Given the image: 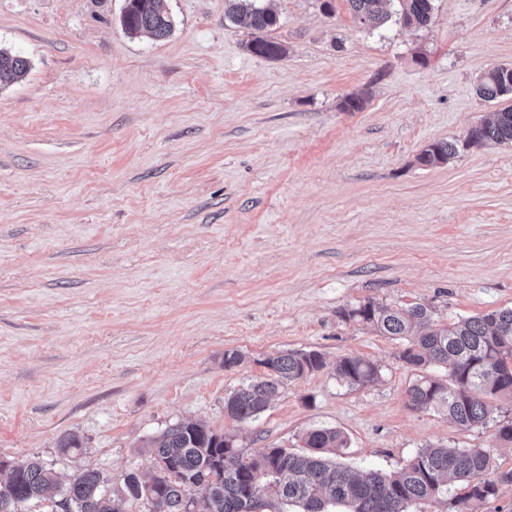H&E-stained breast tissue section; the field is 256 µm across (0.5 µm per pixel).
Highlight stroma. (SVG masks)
<instances>
[{"label": "stroma", "instance_id": "1", "mask_svg": "<svg viewBox=\"0 0 512 512\" xmlns=\"http://www.w3.org/2000/svg\"><path fill=\"white\" fill-rule=\"evenodd\" d=\"M279 22L225 18V0H164L171 35L128 36L124 0H0V48L26 57L0 85V459L38 457L61 481L152 473L178 421L233 435L247 457L347 438L336 460L393 472L428 446L479 448L512 468V396L463 429L412 410L443 368L348 312L373 299L446 322L512 307V145L424 167L512 97L476 80L512 64V0H434L431 23L370 30L347 0H265ZM362 109L343 107L347 97ZM245 360L224 365L225 352ZM315 351L259 419L224 410L262 359ZM346 357L379 379L337 382ZM83 446L61 452L59 439ZM247 48L255 55L271 59L284 57L287 53L286 48L282 44L263 37H256L251 40ZM460 151V145L455 141H437L427 145L417 155L416 160L419 165L424 167H433L445 163L451 157H454Z\"/></svg>", "mask_w": 512, "mask_h": 512}]
</instances>
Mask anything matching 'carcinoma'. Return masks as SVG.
I'll return each instance as SVG.
<instances>
[{
  "label": "carcinoma",
  "instance_id": "obj_1",
  "mask_svg": "<svg viewBox=\"0 0 512 512\" xmlns=\"http://www.w3.org/2000/svg\"><path fill=\"white\" fill-rule=\"evenodd\" d=\"M225 17L257 31L276 26L277 15L260 0H225ZM355 20L378 29L390 19L383 0H347ZM399 19L407 27H424L431 21L434 0H398ZM130 36L145 34L162 40L171 34L173 20L162 0H126L121 20ZM247 48L255 55L278 59L286 48L257 37ZM29 61L0 49V83L23 78ZM476 92L484 101L512 95V65L497 66L481 75ZM483 143L512 144V106L494 113L492 120L476 127L468 139L437 141L417 155L419 165L445 163L460 148ZM349 316L374 326L380 333L404 343L399 359L413 368L440 365L448 379L423 376L407 392L408 404L417 411L440 410L464 429L483 426L493 408L481 395L512 396V308L460 317L439 324L423 305L398 308L369 300L349 311ZM267 376L250 381L224 400V410L241 422L257 419L270 400L288 382L324 368L316 351H286L259 361ZM336 381L357 388L379 379L377 364L360 358H344L334 369ZM304 454L286 448H268L246 459L224 446V433L202 422L175 423L153 448L154 476L146 480L136 472L123 478V488L107 493V479L87 470L58 486L41 459L1 461L0 512L18 507L53 492L56 507L67 512H190L193 496L201 499L200 512H281L277 505L298 507V512H328L341 505L346 512H408L420 501L435 499L458 483L452 512H476L496 495L499 487L512 485V469L492 466L489 455L478 448L428 446L397 472L372 470L355 475L336 464L331 456L346 447L347 439L335 428L308 430Z\"/></svg>",
  "mask_w": 512,
  "mask_h": 512
}]
</instances>
